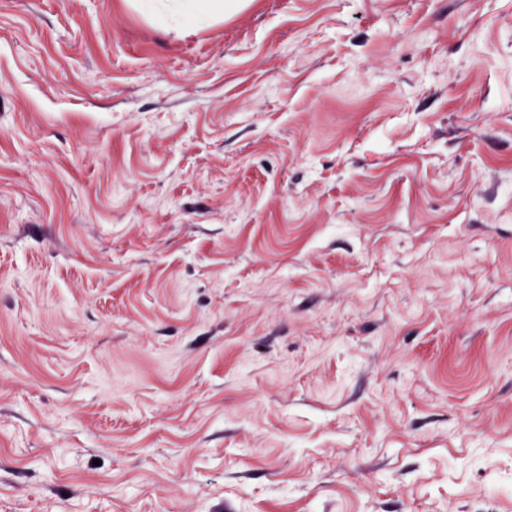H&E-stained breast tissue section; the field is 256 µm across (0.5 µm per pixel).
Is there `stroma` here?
<instances>
[{
  "instance_id": "35a3bbf8",
  "label": "stroma",
  "mask_w": 512,
  "mask_h": 512,
  "mask_svg": "<svg viewBox=\"0 0 512 512\" xmlns=\"http://www.w3.org/2000/svg\"><path fill=\"white\" fill-rule=\"evenodd\" d=\"M512 0H0V512H512ZM159 0H138L135 5L142 11L155 14V18L166 23L170 18L182 26L205 21L217 16H223L236 11L240 7L239 0H167L159 4Z\"/></svg>"
}]
</instances>
